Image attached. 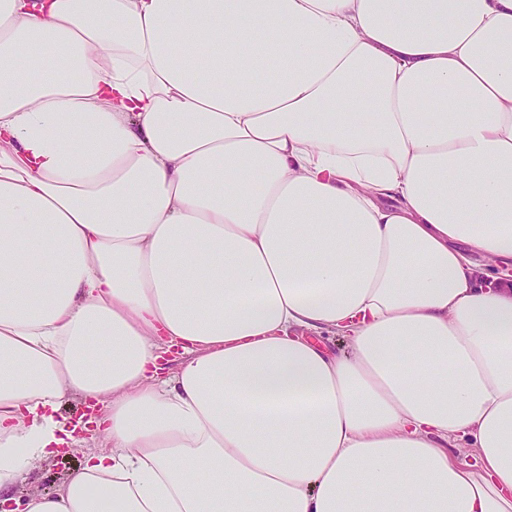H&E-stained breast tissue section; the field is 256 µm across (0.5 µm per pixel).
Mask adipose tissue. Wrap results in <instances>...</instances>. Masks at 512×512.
Instances as JSON below:
<instances>
[{
    "label": "adipose tissue",
    "instance_id": "ef3b65f1",
    "mask_svg": "<svg viewBox=\"0 0 512 512\" xmlns=\"http://www.w3.org/2000/svg\"><path fill=\"white\" fill-rule=\"evenodd\" d=\"M510 267L512 0H0V503L512 512ZM86 448H75L54 456L40 467L34 469L26 480L15 488L14 496L24 499L31 494L54 492L67 482L69 476L85 460Z\"/></svg>",
    "mask_w": 512,
    "mask_h": 512
}]
</instances>
